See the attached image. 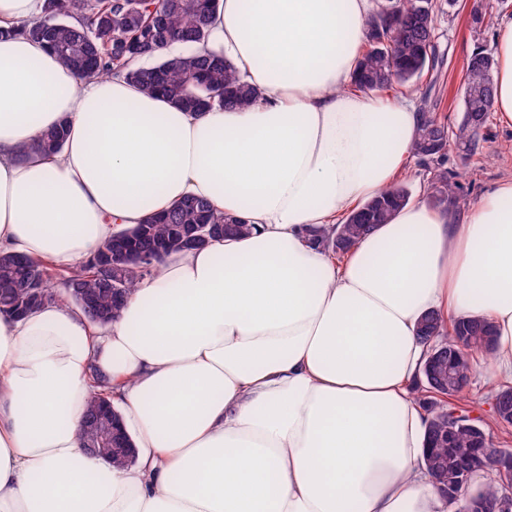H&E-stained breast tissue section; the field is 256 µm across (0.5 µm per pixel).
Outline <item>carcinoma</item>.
<instances>
[{
  "instance_id": "carcinoma-1",
  "label": "carcinoma",
  "mask_w": 512,
  "mask_h": 512,
  "mask_svg": "<svg viewBox=\"0 0 512 512\" xmlns=\"http://www.w3.org/2000/svg\"><path fill=\"white\" fill-rule=\"evenodd\" d=\"M218 0H45L44 16L23 27V33L46 44L81 80L120 74L147 94H159L189 112H209L216 107H247L258 98L257 91L243 82L231 62L208 46L211 20ZM436 0H381L367 20L368 49L363 54L354 79L362 92L415 89L423 75L441 73L436 45ZM173 44L178 53L160 54ZM494 56L484 50L474 52L463 68L464 110L460 123L451 127L436 115L438 100L424 94L422 123L414 144V155L429 172L423 194L428 203L450 214L460 212L465 202L457 183L448 179L446 154L457 151L465 160L480 153V132L487 126L494 99ZM67 134L60 125L42 134L44 152H59ZM412 200V191L403 182L394 183L380 196L352 210L343 223L316 235V243L333 254H346L357 240L377 225L387 224L397 210ZM198 224L223 227L227 237L245 236L252 225L218 211L210 201L187 197L169 210L150 218L146 224L125 227L135 234L141 227L145 237L135 245H158L162 255L186 249L184 233ZM101 253L87 258L79 267L56 271L52 264L35 262L14 253L0 254V312L23 317L47 303L61 302L83 309L82 296L93 298L96 308L85 310L96 323L106 315V325L118 317L129 294L145 275L157 271L160 259L142 266L132 259L112 258V268L102 267ZM119 277L123 296L116 302L108 282ZM493 326L479 319H459L452 325L432 314L422 317L419 335L442 356V370L432 377L421 374L415 391L431 411L427 438L431 448L424 457L432 472L452 469L457 462L480 446L482 437H492L491 426H512L511 419L493 417L489 425L472 418L452 400L464 386L448 375V369L472 373L473 355L490 354ZM112 386L90 394L81 429L94 432L90 416L98 407L111 406ZM459 411L460 424L451 439H445L448 411ZM512 480L502 472L485 484L464 481V500L493 497Z\"/></svg>"
}]
</instances>
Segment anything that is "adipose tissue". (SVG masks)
I'll list each match as a JSON object with an SVG mask.
<instances>
[{
	"label": "adipose tissue",
	"instance_id": "ef3b65f1",
	"mask_svg": "<svg viewBox=\"0 0 512 512\" xmlns=\"http://www.w3.org/2000/svg\"><path fill=\"white\" fill-rule=\"evenodd\" d=\"M43 4L0 0V251L74 267L188 196L254 229L166 255L107 327L61 302L0 314V512H448L417 327L490 321L512 379V176L456 215L409 204L336 261L310 230L387 190L421 124L351 88L369 0H219L210 46L259 97L202 114L79 81L21 32ZM496 52L512 128V22ZM95 371L135 465L83 446Z\"/></svg>",
	"mask_w": 512,
	"mask_h": 512
}]
</instances>
